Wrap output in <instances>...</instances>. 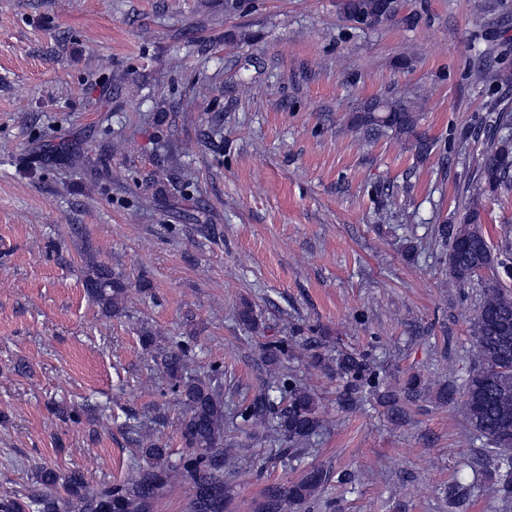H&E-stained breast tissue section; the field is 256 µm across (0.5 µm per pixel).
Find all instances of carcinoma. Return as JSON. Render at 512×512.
Returning a JSON list of instances; mask_svg holds the SVG:
<instances>
[{
	"instance_id": "obj_1",
	"label": "carcinoma",
	"mask_w": 512,
	"mask_h": 512,
	"mask_svg": "<svg viewBox=\"0 0 512 512\" xmlns=\"http://www.w3.org/2000/svg\"><path fill=\"white\" fill-rule=\"evenodd\" d=\"M403 0H391L378 13L375 0H339L340 13L366 30L404 25L412 27L417 17L404 13ZM493 124L487 133L485 149L478 160L481 189L490 194L512 191V140L499 131L512 125V108L495 104ZM354 129L365 139L391 137L411 148L420 159L427 158L434 142L421 128V113L415 102L390 97L367 103L352 118ZM437 235L447 252L448 277L457 285L481 280V293L470 322L473 349L470 366L460 382L438 381L430 386L422 378L409 376L400 393L382 395L398 420L406 415L404 405L431 400L452 406L463 416L471 439L496 462L499 480L492 491L501 499L512 500V289L500 278L499 269L512 259V226L504 224L497 232L483 227L481 212L468 208L458 224L438 226ZM87 293L107 312L120 310L126 292L122 277L89 260L85 279ZM238 320L252 332L261 323L252 305L238 310ZM143 348H157L156 362L164 373L169 390L183 405L180 436L185 452L171 461L166 443L154 437L139 420L125 424L135 451L146 465L136 477L97 491L86 489L83 477L67 476L39 466L31 493H0V512H142L158 490L174 474L189 480L192 488L191 512H224V460L234 456L224 447V437L245 427L259 425L274 441L281 443V458L291 461L303 446L320 436L329 426L322 415L316 394L296 375L284 369L293 352L288 340L279 339L261 346L260 361L266 377L248 403L230 413L224 410V367L212 363L203 371L190 368L193 345L174 340L156 347V334L145 330L140 336ZM318 367L336 370L346 380L345 397H362L386 386L385 377L369 360L357 353L332 357L326 353L311 356ZM333 481V473L314 467L286 484L265 490L263 512L299 509L311 503Z\"/></svg>"
}]
</instances>
